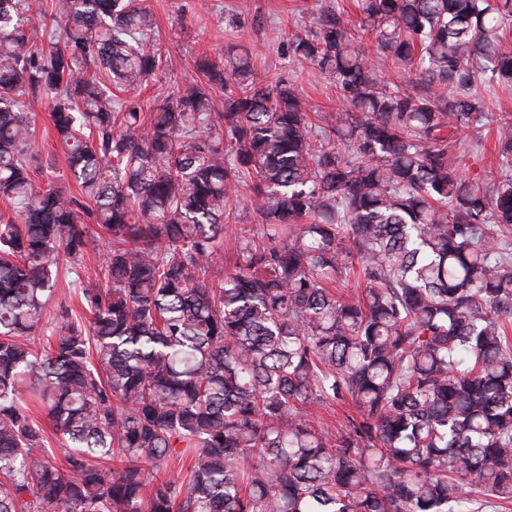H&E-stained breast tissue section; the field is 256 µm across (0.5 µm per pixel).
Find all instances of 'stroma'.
I'll return each mask as SVG.
<instances>
[{
  "label": "stroma",
  "instance_id": "obj_1",
  "mask_svg": "<svg viewBox=\"0 0 512 512\" xmlns=\"http://www.w3.org/2000/svg\"><path fill=\"white\" fill-rule=\"evenodd\" d=\"M152 13L157 29L154 39L164 52V74L142 88L144 103L177 91L196 79L194 60L201 53L223 55L244 47L262 79H288L306 100L313 123L324 125L335 113L339 94L328 78L303 59L288 56L290 38L312 28L318 14L328 7L354 12L355 0H139ZM512 117V90L493 89L486 97V118L477 130H464L456 158L465 175L487 184L505 173L501 165L497 127ZM32 152L45 176L71 194L79 189L67 174L64 155L57 145L51 112L40 107L31 114ZM107 237L97 238L84 249L79 264L63 266L47 306L42 335H50L61 322L60 309H79L78 294L88 284L108 250Z\"/></svg>",
  "mask_w": 512,
  "mask_h": 512
}]
</instances>
